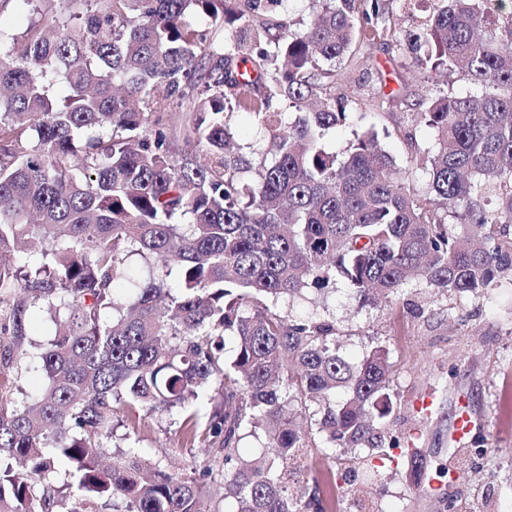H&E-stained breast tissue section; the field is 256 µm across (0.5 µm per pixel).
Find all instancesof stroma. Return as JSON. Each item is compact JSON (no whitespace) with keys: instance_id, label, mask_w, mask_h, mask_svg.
Returning <instances> with one entry per match:
<instances>
[{"instance_id":"35a3bbf8","label":"stroma","mask_w":512,"mask_h":512,"mask_svg":"<svg viewBox=\"0 0 512 512\" xmlns=\"http://www.w3.org/2000/svg\"><path fill=\"white\" fill-rule=\"evenodd\" d=\"M420 55L398 36L361 37L339 64L336 94L348 101L355 121L380 132L382 146L406 169L411 187L428 192L430 177L420 163L433 135L413 118L420 96L473 92L471 83L421 66ZM336 325V345L349 362L372 347L385 346L393 363L395 410L385 427L396 448L376 451L328 448L317 434L307 437L312 456L328 461L320 472L301 458L282 472L288 493L304 487L320 497L336 493L342 512H512V278L481 297L443 294L411 280L391 303H362L344 282L290 306ZM54 330L45 313L33 310L20 340L21 353L0 362V395L31 404L47 379L36 356ZM467 414L474 427L456 440L454 420ZM178 412L147 416L139 428L115 423L106 442L112 454L134 446L142 458L172 465L182 476L210 485L224 461L212 448L185 447ZM456 470L455 481L418 472L414 454ZM379 467L374 484L362 474Z\"/></svg>"}]
</instances>
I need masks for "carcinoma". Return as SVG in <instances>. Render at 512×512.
Returning <instances> with one entry per match:
<instances>
[{
  "label": "carcinoma",
  "instance_id": "1",
  "mask_svg": "<svg viewBox=\"0 0 512 512\" xmlns=\"http://www.w3.org/2000/svg\"><path fill=\"white\" fill-rule=\"evenodd\" d=\"M18 2L25 30L0 27V254L28 238L43 247L0 264V295L17 297L13 335L38 305L56 329L35 403L0 398V512H96L109 500L115 512H220L216 497L231 512H326L317 490L289 495L278 475L306 447L292 414L333 448H395L383 431L393 364L383 346L350 363L333 321L281 303L326 291L336 271L372 299L397 296L416 272L447 294L512 276V24L492 32L474 0H433L405 33L430 70L481 87L415 101L434 137L419 196L375 129L353 130L341 157L323 145L349 119L328 93L336 62L379 33L383 0H312L298 31L264 20L290 0ZM172 108L192 147L180 155L173 130L149 122ZM233 112L258 118L270 159L251 167ZM132 256L151 272L177 266V284L118 287ZM173 408L191 445L224 454L222 486L150 466L132 446L102 464L114 419ZM248 428L268 462L231 468ZM61 462L67 496L52 483Z\"/></svg>",
  "mask_w": 512,
  "mask_h": 512
}]
</instances>
